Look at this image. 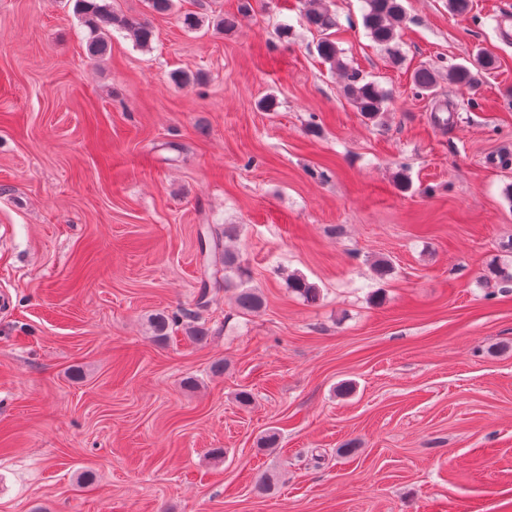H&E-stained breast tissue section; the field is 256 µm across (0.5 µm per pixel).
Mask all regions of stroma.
I'll return each mask as SVG.
<instances>
[{
    "instance_id": "stroma-1",
    "label": "stroma",
    "mask_w": 512,
    "mask_h": 512,
    "mask_svg": "<svg viewBox=\"0 0 512 512\" xmlns=\"http://www.w3.org/2000/svg\"><path fill=\"white\" fill-rule=\"evenodd\" d=\"M326 2L379 122L303 0H109L155 37L94 62L74 0H0V512H512V0H403L398 65ZM480 49L474 107L448 68ZM228 224L260 312L196 309ZM306 2H309L304 13L307 25L323 35L317 43L318 55L344 73L347 80L343 87L344 93L354 103L357 111L369 121L378 119L387 110L388 95L375 81H367L356 71L349 73L347 65L340 57L341 51L336 41L327 33L336 27L335 15L322 6L321 0Z\"/></svg>"
}]
</instances>
